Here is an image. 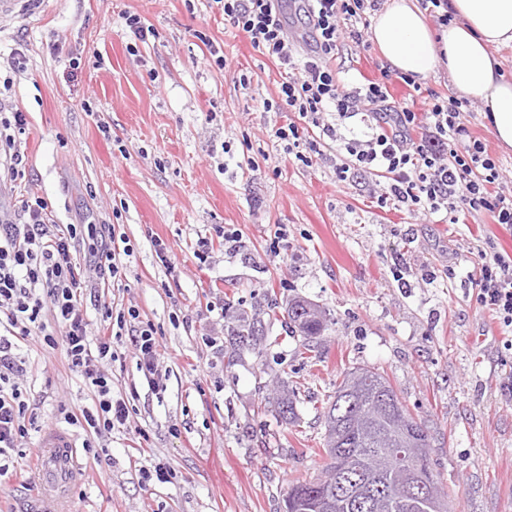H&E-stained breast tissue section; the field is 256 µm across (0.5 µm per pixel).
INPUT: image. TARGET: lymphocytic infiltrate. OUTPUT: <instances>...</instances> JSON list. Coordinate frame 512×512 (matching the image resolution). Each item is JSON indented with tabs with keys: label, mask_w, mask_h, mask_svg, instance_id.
I'll list each match as a JSON object with an SVG mask.
<instances>
[{
	"label": "lymphocytic infiltrate",
	"mask_w": 512,
	"mask_h": 512,
	"mask_svg": "<svg viewBox=\"0 0 512 512\" xmlns=\"http://www.w3.org/2000/svg\"><path fill=\"white\" fill-rule=\"evenodd\" d=\"M225 20L253 48L277 60L287 74L275 100L264 109L297 113V121L276 130L278 139L303 164L318 152L317 140H305L306 126L339 144L336 184L350 183L358 173L385 178L379 207L394 206L411 216H441L456 224L473 212L490 213L495 222L512 228V189H506L498 161L486 144L470 134L461 120L462 101L429 94L421 111L394 102L390 76L357 85L346 84L334 62L344 40L363 45L368 11L379 0H300L313 33V49L298 59L280 18L281 0H216ZM335 113L328 123L326 113ZM360 118L364 135H345L339 124ZM27 129L24 113L0 115V151L10 159L12 180L24 176L21 152ZM307 152H300V145ZM109 224L55 223L52 206L43 197L22 195L17 216L0 220V456L20 447L29 431L39 429L19 385L26 373L20 345L37 336L64 353L69 372L79 375L96 398L94 410H81L75 421L97 438L126 424L130 408L112 394V329L135 323L140 314L104 309L99 327L83 310L88 274L97 280L120 281L122 263L107 237ZM88 244V255H74L76 242ZM478 274L472 282L476 303L493 311L500 324L512 328V255L488 237L473 250ZM133 344L137 365L156 393L166 390L163 355L152 327H137Z\"/></svg>",
	"instance_id": "1"
}]
</instances>
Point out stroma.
I'll return each instance as SVG.
<instances>
[{"label":"stroma","instance_id":"35a3bbf8","mask_svg":"<svg viewBox=\"0 0 512 512\" xmlns=\"http://www.w3.org/2000/svg\"><path fill=\"white\" fill-rule=\"evenodd\" d=\"M128 13L153 36L135 40ZM380 63L376 47L349 40L336 60L352 84L377 78ZM283 73L215 0H34L27 17L0 23V110L28 122L22 182L0 164V213L27 188L51 201L56 223L114 225L130 250L124 277L97 291L113 312L139 311L167 370L156 395L131 333L113 338L112 390L134 411L91 440L65 419L92 407L91 389L29 337L25 399L79 445L66 512H284L291 481L319 475L323 410L357 366L378 369L429 429L454 512H512V349L471 283L478 240L512 254V229L484 212L446 224L379 209L371 178L337 188L332 142L311 165L297 161L276 136L289 113L263 107ZM205 236L214 248L202 262ZM298 297L327 318L308 353L283 321ZM256 320L263 335H239ZM281 385L296 392L289 421L274 401ZM41 439L30 433L6 458L0 512H39L36 480L13 473ZM158 459L168 482L144 481Z\"/></svg>","mask_w":512,"mask_h":512}]
</instances>
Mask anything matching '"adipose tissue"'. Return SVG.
I'll return each mask as SVG.
<instances>
[{"label": "adipose tissue", "mask_w": 512, "mask_h": 512, "mask_svg": "<svg viewBox=\"0 0 512 512\" xmlns=\"http://www.w3.org/2000/svg\"><path fill=\"white\" fill-rule=\"evenodd\" d=\"M448 25L428 23L419 0H386L370 38L391 69L423 80L448 73L457 96L477 102L502 149H512V80L497 55L512 45V0H448Z\"/></svg>", "instance_id": "ef3b65f1"}]
</instances>
